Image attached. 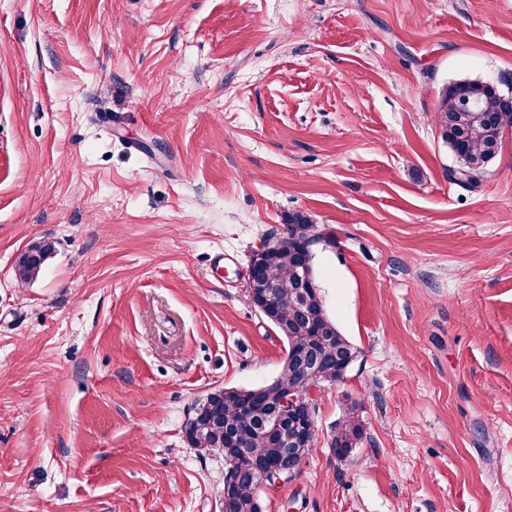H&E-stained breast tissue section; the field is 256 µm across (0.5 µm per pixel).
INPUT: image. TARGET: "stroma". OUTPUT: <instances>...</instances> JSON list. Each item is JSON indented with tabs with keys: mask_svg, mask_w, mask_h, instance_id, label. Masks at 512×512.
I'll list each match as a JSON object with an SVG mask.
<instances>
[{
	"mask_svg": "<svg viewBox=\"0 0 512 512\" xmlns=\"http://www.w3.org/2000/svg\"><path fill=\"white\" fill-rule=\"evenodd\" d=\"M464 79L512 91V0H0V512H221L182 428L281 373L245 271L296 211L359 354L261 512H512V129L454 179ZM53 251V242L49 240H41L28 245L15 260L14 271L17 280L21 283L35 281ZM362 437L363 428L356 413V407L350 406L337 424L332 441L333 449L339 457H346Z\"/></svg>",
	"mask_w": 512,
	"mask_h": 512,
	"instance_id": "stroma-1",
	"label": "stroma"
}]
</instances>
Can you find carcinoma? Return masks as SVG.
Here are the masks:
<instances>
[{"label": "carcinoma", "mask_w": 512, "mask_h": 512, "mask_svg": "<svg viewBox=\"0 0 512 512\" xmlns=\"http://www.w3.org/2000/svg\"><path fill=\"white\" fill-rule=\"evenodd\" d=\"M480 84L457 80L445 87L438 102L437 123L441 136L461 162L470 182L478 181L501 148L503 134L512 128V110L502 105L489 90L479 91ZM54 251L53 242L41 240L27 246L14 264L15 276L22 283L38 278ZM299 255L284 250L265 268V277L276 283L278 320L281 327L291 329L288 347L303 348L307 356L318 361L325 381L337 383L344 379L350 360L357 357L353 344L340 332L328 314H323L329 332L309 325L288 300L296 284ZM278 388L300 399L304 417L314 416V408L306 384L287 370L278 376ZM245 398L239 389L207 395L184 425L188 445L204 451L229 448L241 459V466L227 483L238 512H259L258 491L276 478L266 474L269 463H288L289 445L259 428L260 421L272 417L275 410L266 406L256 412L243 408ZM363 437V428L356 407L347 409L336 427L332 445L340 457L347 456Z\"/></svg>", "instance_id": "cac0c4a2"}]
</instances>
